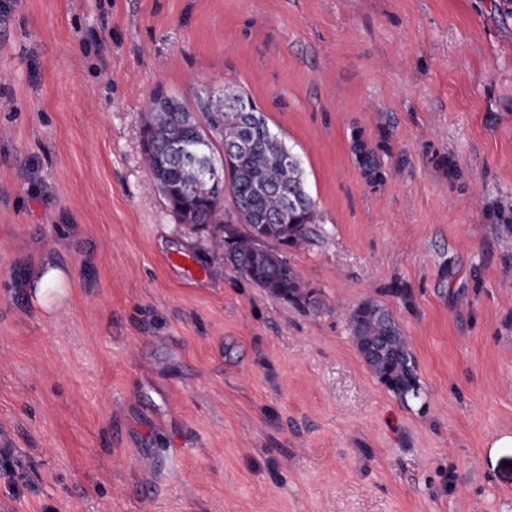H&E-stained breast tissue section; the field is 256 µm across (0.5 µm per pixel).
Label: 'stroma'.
Instances as JSON below:
<instances>
[{
    "label": "stroma",
    "mask_w": 512,
    "mask_h": 512,
    "mask_svg": "<svg viewBox=\"0 0 512 512\" xmlns=\"http://www.w3.org/2000/svg\"><path fill=\"white\" fill-rule=\"evenodd\" d=\"M228 85L302 160L322 234L288 258L321 309L225 264L145 168L154 97ZM495 210L512 212V0H8L0 512H512ZM48 257L57 312L30 289ZM369 298L418 397L353 341L341 312ZM351 149L356 164L367 182L374 186L380 185L384 180L381 165L375 151L368 146L361 132L353 133Z\"/></svg>",
    "instance_id": "1"
}]
</instances>
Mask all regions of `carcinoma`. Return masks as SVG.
<instances>
[{
	"instance_id": "cac0c4a2",
	"label": "carcinoma",
	"mask_w": 512,
	"mask_h": 512,
	"mask_svg": "<svg viewBox=\"0 0 512 512\" xmlns=\"http://www.w3.org/2000/svg\"><path fill=\"white\" fill-rule=\"evenodd\" d=\"M198 111L184 102L153 100L143 128V153L152 179L182 224L223 225L213 236L216 252L240 275L276 299L298 308H315L319 300L305 289L303 277L288 260L319 236L318 211L301 160L266 115L256 112ZM203 149L222 165L224 181L194 194L183 189L198 185L197 169L173 158L179 147ZM352 152L371 185L384 180L375 151L359 132L352 135ZM233 217L224 219V201ZM351 336L365 362L389 391L416 397L419 385L415 361L405 336L387 310L371 299L345 313Z\"/></svg>"
}]
</instances>
